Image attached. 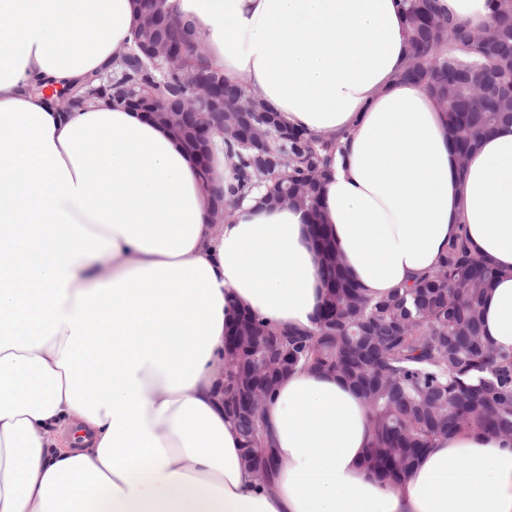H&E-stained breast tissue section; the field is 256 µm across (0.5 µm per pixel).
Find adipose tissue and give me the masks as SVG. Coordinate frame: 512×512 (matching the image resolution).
Returning a JSON list of instances; mask_svg holds the SVG:
<instances>
[{"label":"adipose tissue","mask_w":512,"mask_h":512,"mask_svg":"<svg viewBox=\"0 0 512 512\" xmlns=\"http://www.w3.org/2000/svg\"><path fill=\"white\" fill-rule=\"evenodd\" d=\"M140 0H0V512H512V439L439 438L401 481L364 465L368 409L335 375L284 376L260 412L259 481L224 409V337L247 311L310 327V217L255 200L209 220V179L143 113L65 112L54 91L129 45ZM210 63L281 121L334 139L320 207L383 298L448 244L498 271L484 335L512 348V124L458 161L434 97L402 79V0H168Z\"/></svg>","instance_id":"obj_1"}]
</instances>
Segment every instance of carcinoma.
I'll return each instance as SVG.
<instances>
[{
  "instance_id": "1",
  "label": "carcinoma",
  "mask_w": 512,
  "mask_h": 512,
  "mask_svg": "<svg viewBox=\"0 0 512 512\" xmlns=\"http://www.w3.org/2000/svg\"><path fill=\"white\" fill-rule=\"evenodd\" d=\"M506 31L512 32V0H488ZM408 18L418 12L438 15L443 10L437 0H405ZM453 45L410 27L413 46L411 60L427 62L437 58L436 69L413 77L426 79L443 88L467 62L480 60L496 72L499 81L512 82V38L498 50H491L470 36V28L448 18ZM211 68L205 54L193 55L180 71L144 67L134 54L112 62V87L89 98L114 106H124L128 90L145 87L157 97L183 93L186 75ZM467 92L448 90L449 105L441 106L455 149L468 155L495 126L512 121L511 112H469ZM235 165L228 194L233 201L255 190L256 151L234 138L225 139ZM334 142L321 140L304 130L293 129L288 139L291 162L288 176L278 171L267 174L269 185L282 181L297 202L315 209L319 191L311 190L307 178L310 167L327 175ZM315 239L322 251L321 274L326 297L315 326L272 328L261 318L244 313L249 324L238 329L240 342L225 337V353L246 345V336L256 326L277 338L288 360V370L296 368L334 373L358 388L369 409L372 442L366 464L383 478L398 480L408 475L417 460L441 437L461 431L509 437L512 435V350L496 348L483 336L485 294L497 277L489 263L473 254L466 239L448 244V252L437 268L413 284L395 290L389 297L367 295L346 273L326 238L324 227L314 225ZM258 350L238 355V366L227 370L224 388L238 384L242 373L255 366ZM244 457L257 468L268 440L258 422L240 427Z\"/></svg>"
}]
</instances>
